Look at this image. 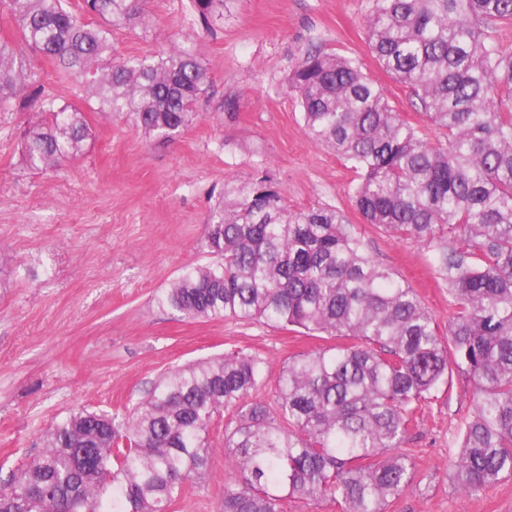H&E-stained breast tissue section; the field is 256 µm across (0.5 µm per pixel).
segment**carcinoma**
<instances>
[{"label":"carcinoma","instance_id":"carcinoma-1","mask_svg":"<svg viewBox=\"0 0 512 512\" xmlns=\"http://www.w3.org/2000/svg\"><path fill=\"white\" fill-rule=\"evenodd\" d=\"M35 57L84 80L98 111L148 138L197 117L207 81L186 43L113 58L112 34L149 22L142 0H6ZM199 18L224 0H192ZM512 0H373L367 41L445 131L427 138L353 58L309 49L288 78L305 133L351 164L367 224L426 246L453 316L448 332L419 294L365 252L332 206L292 208L267 176L224 185L204 247L223 262L189 268L160 305L191 319H258L343 343L293 358L274 404L255 396L266 359L235 353L174 369L122 417L81 409L54 423L45 449L0 489V512H167L205 474L225 411L230 475L222 512H284L328 497L343 512H384L415 478L402 451L423 403L455 372L475 386L450 462L477 497L512 477ZM42 98L21 154L29 169L77 155L85 112L35 86L31 63L0 37V109ZM287 421L281 427L271 407Z\"/></svg>","mask_w":512,"mask_h":512}]
</instances>
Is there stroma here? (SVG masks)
Segmentation results:
<instances>
[{"mask_svg": "<svg viewBox=\"0 0 512 512\" xmlns=\"http://www.w3.org/2000/svg\"><path fill=\"white\" fill-rule=\"evenodd\" d=\"M371 0H224L203 22L191 0H145L151 23L119 30V56L154 54L171 40L193 46L207 71L197 118L175 139H145L126 118L89 110L78 83L42 66L57 103L86 109L94 136L76 157L25 167L21 135L40 101L0 111V487L43 449L46 431L86 407L126 413L158 379L189 362L233 352L266 358L258 395L274 401L294 356L325 346L299 328L232 317L192 320L157 297L189 266L214 262L203 249L209 212L228 182L269 176L290 206H332L353 224L367 255L414 288L447 329L448 293L430 254L364 223L347 193L356 175L301 128L288 76L307 49L359 59L391 105L429 125L409 88L381 70L368 48ZM239 101L225 111V98ZM472 387L452 377L426 402L405 450L416 476L386 512H512V478L477 498L448 477ZM224 423L204 479L187 484L169 512H221L227 461Z\"/></svg>", "mask_w": 512, "mask_h": 512, "instance_id": "obj_1", "label": "stroma"}]
</instances>
